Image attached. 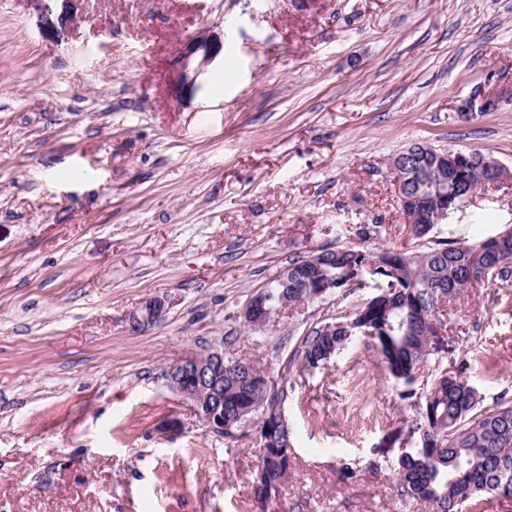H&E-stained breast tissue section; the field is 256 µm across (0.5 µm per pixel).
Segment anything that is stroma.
Wrapping results in <instances>:
<instances>
[{
  "instance_id": "obj_1",
  "label": "stroma",
  "mask_w": 512,
  "mask_h": 512,
  "mask_svg": "<svg viewBox=\"0 0 512 512\" xmlns=\"http://www.w3.org/2000/svg\"><path fill=\"white\" fill-rule=\"evenodd\" d=\"M224 42L194 95L177 56ZM512 0H83L60 34L0 0V512H435L399 494L419 406L373 340L316 369L302 341L373 284L244 326L289 260L358 244L409 250L391 158L415 142L512 169ZM512 226V180L477 190L439 240ZM161 315L133 321L151 300ZM417 389L462 374L512 401V282L443 305ZM223 344L262 370L293 432L277 502L256 493L259 425L210 432L166 384ZM351 467L353 477L342 474ZM512 101V85H501L494 83L493 86L488 83L483 86V90L475 98L464 101L457 107V112H491L497 110L504 102ZM481 113V112H480ZM471 114L461 115L465 120H469Z\"/></svg>"
}]
</instances>
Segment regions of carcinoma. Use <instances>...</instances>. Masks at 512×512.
<instances>
[{
    "label": "carcinoma",
    "instance_id": "cac0c4a2",
    "mask_svg": "<svg viewBox=\"0 0 512 512\" xmlns=\"http://www.w3.org/2000/svg\"><path fill=\"white\" fill-rule=\"evenodd\" d=\"M434 162L425 156L407 158L414 176L419 206L426 208L433 199L445 195L448 205L456 204L477 189V184L455 170L448 180L431 178ZM434 224H412L413 236L424 241L409 251L365 249L338 245L323 248L319 265L288 262V279L296 291L281 296L280 275L264 286L266 308L273 311L282 303L310 304L339 292L351 282L372 281L380 294L363 302L349 323L312 329L303 340L302 363L315 368L347 343L358 328L378 331L376 347L386 369L399 387V396L413 404L424 401L426 441L407 450L398 462L401 494L433 504L435 512H459L463 505L494 494L512 499V402L492 408L481 407V399L467 379L458 375L437 383L423 395L415 388L416 372L428 355L432 322L440 321L439 298L451 301L464 289L485 281L512 279V228L502 231L508 249L498 255L487 251L492 239L476 243L432 240ZM267 393L255 386L248 391L224 381V418L234 419L237 409L261 403ZM268 429L269 456L264 458L266 492L277 498L288 476L291 459L279 447L287 433L275 422Z\"/></svg>",
    "mask_w": 512,
    "mask_h": 512
}]
</instances>
